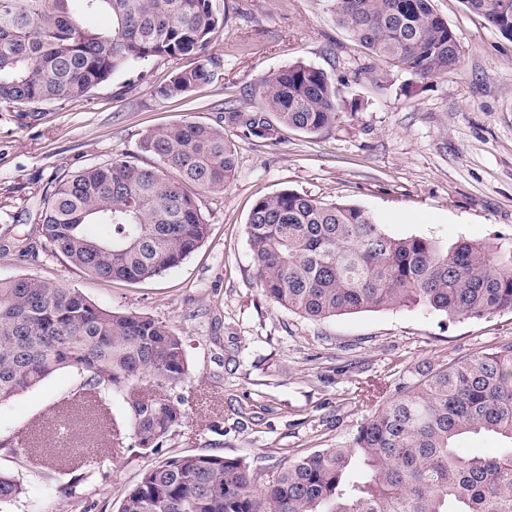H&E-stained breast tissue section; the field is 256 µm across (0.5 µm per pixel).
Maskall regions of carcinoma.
<instances>
[{"mask_svg": "<svg viewBox=\"0 0 512 512\" xmlns=\"http://www.w3.org/2000/svg\"><path fill=\"white\" fill-rule=\"evenodd\" d=\"M512 0H464L512 40ZM337 20L380 62L421 78L459 62V44L431 0H333ZM105 13L107 32L82 16ZM224 29L215 0H0V112L87 97L132 64L201 55ZM215 62L177 69L157 89L186 96L210 84ZM260 107L227 108L214 124L151 130L141 150L80 169L45 193L40 248L103 280L140 282L178 266L205 241L192 185L220 189L237 158L230 124L270 145L282 129L316 134L340 112L328 74L297 62L260 80ZM89 224H104L97 237ZM255 275L273 302L313 320L422 306L450 319L512 311V243L395 237L374 215L283 189L254 204L247 222ZM62 369L83 376L67 399L89 417L119 396L129 412L117 448L159 447L185 418L189 375L182 337L166 324L103 309L79 290L34 277L0 278V402ZM512 443V342L447 364L424 363L365 417L348 444L296 457L260 485L240 458L184 454L143 470L118 512H512V446L497 457L458 448L470 433ZM129 444H124L125 439ZM23 493L0 470V504Z\"/></svg>", "mask_w": 512, "mask_h": 512, "instance_id": "cac0c4a2", "label": "carcinoma"}]
</instances>
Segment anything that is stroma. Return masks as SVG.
I'll use <instances>...</instances> for the list:
<instances>
[{
	"mask_svg": "<svg viewBox=\"0 0 512 512\" xmlns=\"http://www.w3.org/2000/svg\"><path fill=\"white\" fill-rule=\"evenodd\" d=\"M219 2L224 32L206 50L215 76L190 97L156 90L175 69L194 67V56L130 66L84 100L45 106L30 125L0 112V278L60 282L102 308L163 322L183 337L191 373L181 427L158 450L127 451L92 472L82 500L65 496L76 472L54 458L111 448L113 430L128 424L123 401H107L102 429L73 418L62 448L54 416L80 386L74 371L0 403V435L24 440L15 453L0 450V468L24 488L0 512H117L143 469L177 454L240 458L267 480L294 454L347 442L417 365L512 341V311L451 320L403 307L303 318L263 294L246 230L254 203L288 188L358 205L396 237L512 241V41L463 0H432L461 57L455 69L423 79L370 57L337 23L332 0ZM297 62L335 82V125L314 135L284 131L275 146L225 127L236 173L224 188H194L209 235L177 267L131 283L101 280L61 256L18 258L14 243L38 240L51 181L119 155L153 166L140 148L149 130L216 122L220 103L252 109L260 79Z\"/></svg>",
	"mask_w": 512,
	"mask_h": 512,
	"instance_id": "1",
	"label": "stroma"
}]
</instances>
